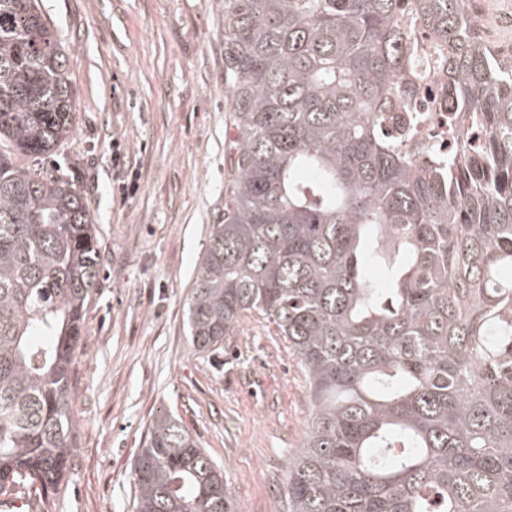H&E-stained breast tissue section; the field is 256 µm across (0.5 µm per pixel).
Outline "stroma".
<instances>
[{
	"label": "stroma",
	"mask_w": 512,
	"mask_h": 512,
	"mask_svg": "<svg viewBox=\"0 0 512 512\" xmlns=\"http://www.w3.org/2000/svg\"><path fill=\"white\" fill-rule=\"evenodd\" d=\"M68 47L74 130L32 159L75 180L101 275L83 317L66 476L39 512H134L133 465L158 412L220 467L236 512H274L309 412L295 354L245 317L212 353L187 335L193 273L224 213V0H42ZM483 40L512 55V0H475ZM121 151L113 163V151ZM136 190L122 195L121 184Z\"/></svg>",
	"instance_id": "obj_1"
}]
</instances>
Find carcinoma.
<instances>
[{"instance_id":"1","label":"carcinoma","mask_w":512,"mask_h":512,"mask_svg":"<svg viewBox=\"0 0 512 512\" xmlns=\"http://www.w3.org/2000/svg\"><path fill=\"white\" fill-rule=\"evenodd\" d=\"M473 0H224V215L190 289L196 350L248 315L296 353L310 408L288 512H512V60ZM482 138L416 164L384 123L411 97L404 5ZM42 0H0V494L68 469L69 391L100 276L87 199L52 155L73 132ZM384 264L388 283L367 275ZM135 512H232L224 474L160 412Z\"/></svg>"}]
</instances>
